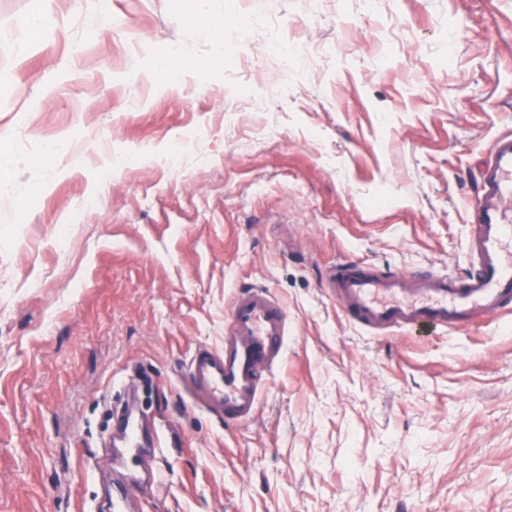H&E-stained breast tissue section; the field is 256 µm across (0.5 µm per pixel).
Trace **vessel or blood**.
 I'll return each instance as SVG.
<instances>
[{"instance_id":"vessel-or-blood-1","label":"vessel or blood","mask_w":512,"mask_h":512,"mask_svg":"<svg viewBox=\"0 0 512 512\" xmlns=\"http://www.w3.org/2000/svg\"><path fill=\"white\" fill-rule=\"evenodd\" d=\"M468 253L470 268L461 277L429 270L383 274L351 262L336 267L328 287L344 316L374 333L450 328L503 312L512 301L511 131L494 139L482 162ZM230 317L223 344L197 346L187 364L196 403L228 424L253 417L288 341V314L268 289L236 292ZM113 421L124 452L153 456L162 448V438L147 437L132 410H115Z\"/></svg>"}]
</instances>
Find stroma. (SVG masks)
I'll list each match as a JSON object with an SVG mask.
<instances>
[{
  "label": "stroma",
  "mask_w": 512,
  "mask_h": 512,
  "mask_svg": "<svg viewBox=\"0 0 512 512\" xmlns=\"http://www.w3.org/2000/svg\"><path fill=\"white\" fill-rule=\"evenodd\" d=\"M254 3L0 0V512H105L147 470L125 512H512V314L378 335L326 286L469 269L512 0ZM253 285L288 343L227 425L184 365ZM131 379L150 461L102 446Z\"/></svg>",
  "instance_id": "stroma-1"
}]
</instances>
